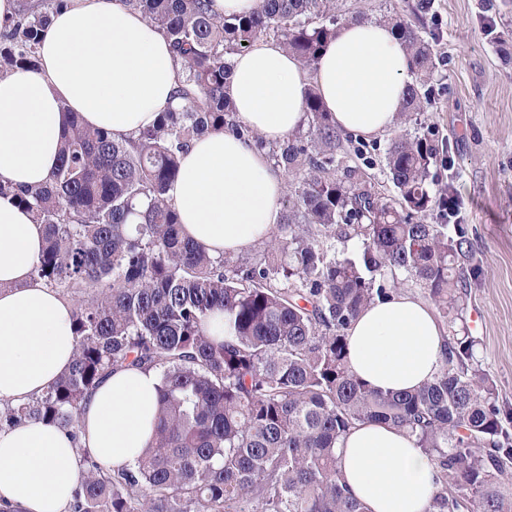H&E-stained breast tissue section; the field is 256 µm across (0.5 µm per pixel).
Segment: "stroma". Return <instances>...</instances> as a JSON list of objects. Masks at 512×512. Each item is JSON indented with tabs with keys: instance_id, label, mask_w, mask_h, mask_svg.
Masks as SVG:
<instances>
[{
	"instance_id": "stroma-1",
	"label": "stroma",
	"mask_w": 512,
	"mask_h": 512,
	"mask_svg": "<svg viewBox=\"0 0 512 512\" xmlns=\"http://www.w3.org/2000/svg\"><path fill=\"white\" fill-rule=\"evenodd\" d=\"M412 0H337L343 19L408 18ZM493 33H485L481 0H435L425 28L434 38L430 100L409 132L447 143L432 193L452 183L456 223L470 242L465 314L445 334L471 333L474 353L494 380L503 424L512 432V5L493 0Z\"/></svg>"
}]
</instances>
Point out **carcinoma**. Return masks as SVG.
I'll use <instances>...</instances> for the list:
<instances>
[{
  "label": "carcinoma",
  "mask_w": 512,
  "mask_h": 512,
  "mask_svg": "<svg viewBox=\"0 0 512 512\" xmlns=\"http://www.w3.org/2000/svg\"><path fill=\"white\" fill-rule=\"evenodd\" d=\"M65 0H40L0 20V73L36 66L37 44ZM171 43L179 106L138 136L115 140L74 115L59 162L38 187L10 191L44 225L34 267L74 302L73 364L42 395L0 406V428L43 420L78 448L83 475L68 512H365L335 448L359 423L407 432L439 472L428 512H512V436L493 380L474 365L473 340L446 337L441 369L415 392L383 393L350 371L345 332L366 306L400 293V272L448 315L468 287L456 259L468 246L454 190L429 189L443 146L406 131L385 151L396 195L367 168L336 166L363 140L338 128L317 90L307 131L267 143L241 124L224 84L233 58L275 39L308 68L336 32L335 0H260L219 16L212 0H125ZM411 53L398 124L428 102L432 41L393 23ZM229 131L291 177L277 233L260 258L212 256L180 231L167 192L193 139ZM435 214L436 223L425 222ZM361 250L329 256L332 242ZM224 312V339L207 335ZM159 377L151 444L132 466L106 469L81 441V405L113 371Z\"/></svg>",
  "instance_id": "1"
}]
</instances>
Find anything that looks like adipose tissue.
<instances>
[{
    "mask_svg": "<svg viewBox=\"0 0 512 512\" xmlns=\"http://www.w3.org/2000/svg\"><path fill=\"white\" fill-rule=\"evenodd\" d=\"M412 57L388 25L337 27L311 70L274 40L234 59L224 86L238 119L267 142L305 122L317 89L337 128L354 137L392 129ZM181 75L165 36L123 0H73L56 14L35 68L0 75V400L27 402L72 364L74 306L35 277L42 225L10 190L46 182L72 113L127 139L173 105ZM285 177L266 156L229 133L197 140L168 191L182 233L209 254L237 255L268 239L278 222ZM348 364L369 388H420L439 371L444 330L433 309L399 293L372 302L346 331ZM155 371L121 369L82 412L83 444L108 467L134 464L153 433ZM347 487L366 512H427L439 473L414 439L384 424L351 429L336 449ZM82 461L68 435L42 421L0 431V512H68Z\"/></svg>",
    "mask_w": 512,
    "mask_h": 512,
    "instance_id": "1",
    "label": "adipose tissue"
}]
</instances>
